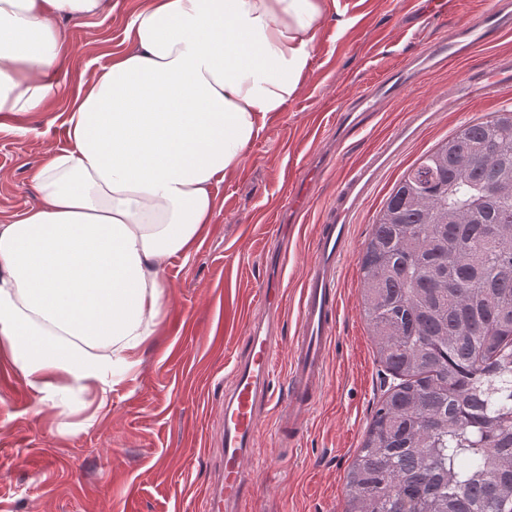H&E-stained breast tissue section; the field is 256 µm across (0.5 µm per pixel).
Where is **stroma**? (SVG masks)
I'll return each mask as SVG.
<instances>
[{
  "instance_id": "obj_1",
  "label": "stroma",
  "mask_w": 512,
  "mask_h": 512,
  "mask_svg": "<svg viewBox=\"0 0 512 512\" xmlns=\"http://www.w3.org/2000/svg\"><path fill=\"white\" fill-rule=\"evenodd\" d=\"M132 0L113 13L65 16L69 49L60 81L76 91L89 72L109 65L124 40ZM338 0L323 21L312 64L297 96L246 150L238 173L217 192L210 233L189 258L166 269L171 302L153 342L109 406L36 414L21 373L0 358V512H201L216 466L217 411L248 325L249 303L278 289L281 328L273 381L282 391L295 341L301 289L317 224L350 169L410 115L469 76L512 58V29L462 58H450L394 98L379 102L363 127L344 130L342 114L357 95L393 68L441 42L481 14L512 13V0ZM63 103L7 120L0 129V224L39 197L32 172L48 147L64 146ZM512 109V86L437 113L372 189L351 223L350 253L338 275L335 337L319 401L292 447L279 449L274 418L259 435L264 459L250 461L255 496L247 512H344L346 476L391 381L380 363L361 306L360 259L373 223L405 171L463 125ZM290 227L288 253L271 263L267 247Z\"/></svg>"
}]
</instances>
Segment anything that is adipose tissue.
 Masks as SVG:
<instances>
[{
	"instance_id": "1",
	"label": "adipose tissue",
	"mask_w": 512,
	"mask_h": 512,
	"mask_svg": "<svg viewBox=\"0 0 512 512\" xmlns=\"http://www.w3.org/2000/svg\"><path fill=\"white\" fill-rule=\"evenodd\" d=\"M336 0H135L124 45L77 92L57 20L112 0H0V115L66 99V147L31 177L37 206L0 224V354L40 411L97 408L155 336L166 266L213 222L215 189L284 112Z\"/></svg>"
}]
</instances>
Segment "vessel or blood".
Here are the masks:
<instances>
[{
  "instance_id": "vessel-or-blood-1",
  "label": "vessel or blood",
  "mask_w": 512,
  "mask_h": 512,
  "mask_svg": "<svg viewBox=\"0 0 512 512\" xmlns=\"http://www.w3.org/2000/svg\"><path fill=\"white\" fill-rule=\"evenodd\" d=\"M499 12H487L434 45L429 55L451 58L467 55L487 44L504 29ZM512 84V59L501 61L489 76L463 79L447 94L432 99L428 112L414 113L411 120L381 147L367 155L342 182L336 203L319 224L311 245L306 278L301 292L297 336L291 351L286 387L281 398L272 392L279 344V302L275 289L262 290L253 300L254 314L224 386L220 410L221 446L218 466L207 494L204 512H245L255 486L246 469L248 460L259 456L258 435L268 412H275L279 433L299 437L307 414L323 386L327 346L334 335L337 308L336 277L350 252L351 216L366 199L380 174L398 156L403 144L427 121L429 112L459 105L471 97L496 96L503 85Z\"/></svg>"
}]
</instances>
